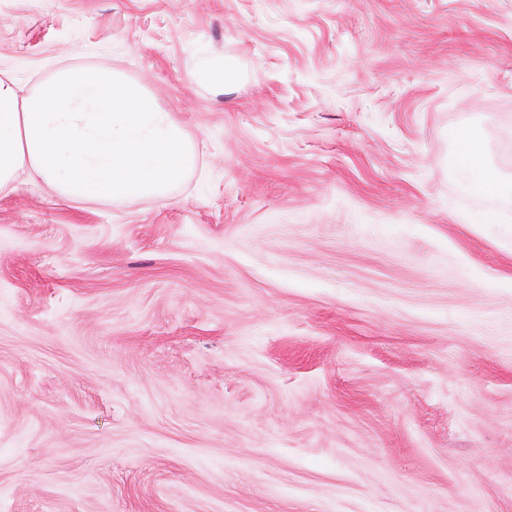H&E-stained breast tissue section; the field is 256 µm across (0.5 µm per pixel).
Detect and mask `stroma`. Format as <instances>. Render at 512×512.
Segmentation results:
<instances>
[{
    "label": "stroma",
    "mask_w": 512,
    "mask_h": 512,
    "mask_svg": "<svg viewBox=\"0 0 512 512\" xmlns=\"http://www.w3.org/2000/svg\"><path fill=\"white\" fill-rule=\"evenodd\" d=\"M66 65L200 160L0 197V512H512V200L454 155L512 172V0H0L21 93ZM245 77L238 62L224 58V55H204L196 59L193 79L200 85L223 89ZM457 168L459 176L475 188L500 198L512 196V174L501 170L488 157L474 135L463 130L458 135Z\"/></svg>",
    "instance_id": "1"
}]
</instances>
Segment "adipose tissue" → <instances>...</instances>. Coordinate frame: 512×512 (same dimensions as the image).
Returning <instances> with one entry per match:
<instances>
[{
    "label": "adipose tissue",
    "mask_w": 512,
    "mask_h": 512,
    "mask_svg": "<svg viewBox=\"0 0 512 512\" xmlns=\"http://www.w3.org/2000/svg\"><path fill=\"white\" fill-rule=\"evenodd\" d=\"M244 76L238 62L214 54L197 58L193 70L195 82L215 89ZM458 141L459 176L484 193L512 197V174L470 131ZM197 165L183 125L121 71L64 66L23 96L9 75L0 76V196L25 177L74 203L165 201Z\"/></svg>",
    "instance_id": "ef3b65f1"
}]
</instances>
